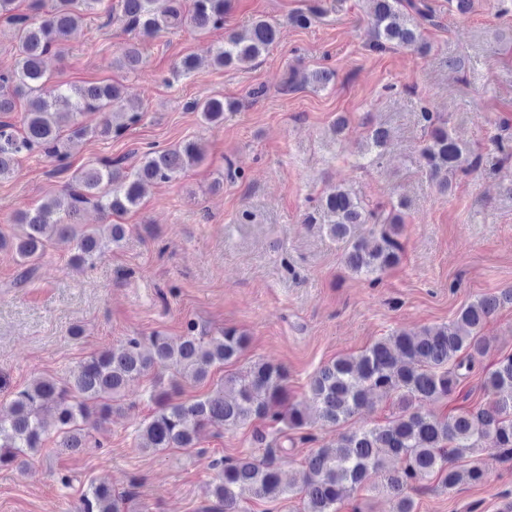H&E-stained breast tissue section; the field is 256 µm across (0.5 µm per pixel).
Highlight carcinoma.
I'll return each mask as SVG.
<instances>
[{"label": "carcinoma", "instance_id": "1", "mask_svg": "<svg viewBox=\"0 0 512 512\" xmlns=\"http://www.w3.org/2000/svg\"><path fill=\"white\" fill-rule=\"evenodd\" d=\"M157 0H117L104 8L103 0H29L27 12H17L16 0H0V20L16 32L14 65L0 70V115L14 111L26 101L22 126L0 120V179L10 176L18 161L41 153L56 163V171L69 170L64 140L87 136L108 139L120 136L137 124L142 113L128 104L118 85L72 86L51 84L44 58L60 48L85 19L105 14L106 24H117L135 37L116 59L128 72L142 63L140 43L169 29H187L203 35L224 27L227 0H165L157 12ZM369 24L373 48L392 45L427 50L421 22L432 21L426 0H419L410 14L403 0H371ZM279 29L265 19L255 20L246 34L224 38L213 55L218 68L250 64L277 41ZM232 101L206 95L193 101L192 109L203 122H224ZM106 113L102 124L89 130L79 122L86 111ZM420 119L430 130L420 158L431 174L468 172L481 164V155L460 143L437 113L422 112ZM387 144L381 127L367 126L362 162L364 168L379 162ZM201 160L193 141L170 148H151L142 154L133 171L119 160L103 159L74 172L63 194L35 208L19 211L14 223L23 227L17 237L0 234V248L15 251L23 266L22 277L34 270L46 246L55 242L71 251V260L94 266L105 255L103 240L117 246L128 228L124 224L88 227L80 223L83 207L94 204L108 215L126 213L140 204L149 182H170ZM368 207L350 187H338L316 200L305 221L324 219L329 237L340 245L346 268L373 281L398 265L402 230L397 209ZM359 224L371 225L370 236L354 235ZM512 304V289L484 295L463 306L448 323L418 332L398 330L374 342L361 354L347 356L320 367L308 384V401L318 418L327 424L349 422L368 397L377 392L394 395L398 413L384 426L349 430L336 445L318 448L306 459L301 485L284 486L273 459L253 455L215 461L219 477L212 485L214 512H242L238 491L248 489L272 502L299 492L304 512H338L344 495L371 482L390 493L394 512H413L408 491L436 478L445 489L463 482L479 484L484 471L477 465H462L483 442L512 454V356L485 372L483 388L488 403L453 416L425 414L413 408L415 401H440L453 393L476 357L486 353L480 332L487 319L503 304ZM246 336L234 329L213 335L194 324L174 342L157 334L144 347L137 337L81 362L64 385L49 377H36L11 398L0 415V465L13 463L40 448L48 437L41 418L54 410L58 447L75 452L86 447L88 433L82 424L92 417H106L112 402L131 381L154 367L173 371L175 381L199 382L211 368L237 359L246 347ZM154 410L142 427L143 448L159 452L192 448L199 432L213 424L237 427L260 420L283 423L291 430L309 424V406L288 395V373L280 366L256 361L245 371L224 379V385L193 401H175L168 391L156 390ZM134 499L131 491L90 485L81 495L79 512H126Z\"/></svg>", "mask_w": 512, "mask_h": 512}]
</instances>
